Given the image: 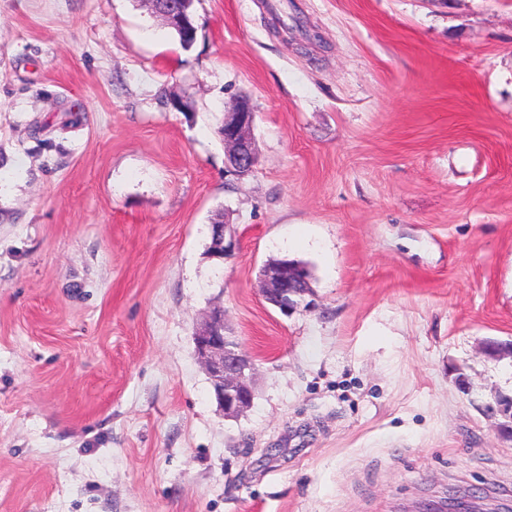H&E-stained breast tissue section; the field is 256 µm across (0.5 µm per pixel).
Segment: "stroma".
Wrapping results in <instances>:
<instances>
[{
    "label": "stroma",
    "mask_w": 512,
    "mask_h": 512,
    "mask_svg": "<svg viewBox=\"0 0 512 512\" xmlns=\"http://www.w3.org/2000/svg\"><path fill=\"white\" fill-rule=\"evenodd\" d=\"M194 14L184 50L145 0H0V512H512V0ZM273 259L310 272L288 315ZM256 113L250 101L240 98L232 110L224 117L223 139L227 149L226 172L234 176H244L251 172L256 162L255 143L251 130ZM261 279L263 298L285 315L294 312L311 290L304 269L298 265L267 264ZM196 353L204 364L219 408L235 417L251 407L255 366L233 336L226 335L224 311L216 309L197 328Z\"/></svg>",
    "instance_id": "stroma-1"
}]
</instances>
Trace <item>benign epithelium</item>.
Returning a JSON list of instances; mask_svg holds the SVG:
<instances>
[{
  "mask_svg": "<svg viewBox=\"0 0 512 512\" xmlns=\"http://www.w3.org/2000/svg\"><path fill=\"white\" fill-rule=\"evenodd\" d=\"M162 17L168 26L186 27L182 0H162ZM256 113L250 101L240 98L224 117L223 139L227 149L226 172L244 176L256 162L251 130ZM262 296L267 303L287 315L294 312L310 293L304 269L298 265L267 264L261 273ZM196 353L204 364L219 408L226 417H235L251 407L255 366L232 336L226 335L224 311L216 309L197 328ZM475 495L463 492L442 506L432 505L423 512H471Z\"/></svg>",
  "mask_w": 512,
  "mask_h": 512,
  "instance_id": "obj_1",
  "label": "benign epithelium"
}]
</instances>
